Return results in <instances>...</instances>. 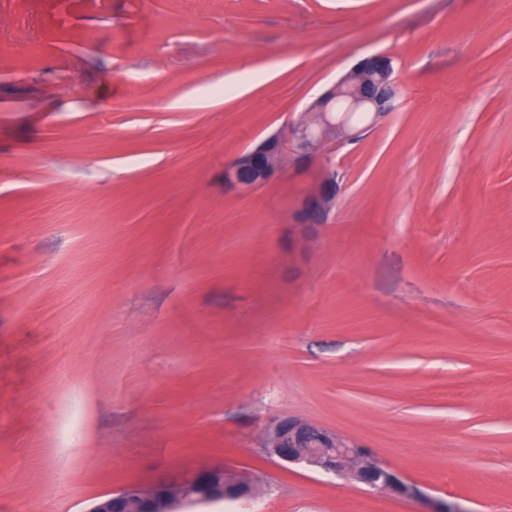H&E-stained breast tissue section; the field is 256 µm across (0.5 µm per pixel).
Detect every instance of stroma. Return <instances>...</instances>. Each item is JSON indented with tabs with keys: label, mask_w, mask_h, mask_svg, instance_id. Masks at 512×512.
<instances>
[{
	"label": "stroma",
	"mask_w": 512,
	"mask_h": 512,
	"mask_svg": "<svg viewBox=\"0 0 512 512\" xmlns=\"http://www.w3.org/2000/svg\"><path fill=\"white\" fill-rule=\"evenodd\" d=\"M373 53L396 107L298 241L224 164ZM274 417L419 496L278 465ZM214 466L235 512H512V0H0V512Z\"/></svg>",
	"instance_id": "stroma-1"
}]
</instances>
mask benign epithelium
I'll return each mask as SVG.
<instances>
[{"instance_id":"benign-epithelium-1","label":"benign epithelium","mask_w":512,"mask_h":512,"mask_svg":"<svg viewBox=\"0 0 512 512\" xmlns=\"http://www.w3.org/2000/svg\"><path fill=\"white\" fill-rule=\"evenodd\" d=\"M391 56L375 53L361 59L337 83L323 92L304 117L225 163L224 189H254L284 172L283 160L295 162V175L307 186L293 205L294 225L304 237L326 223L341 190L325 147L346 133L347 123L335 104L346 99L376 122L395 108L396 83ZM262 453L282 466L300 465L325 473L346 472L359 483L381 492L412 497L415 486L404 482L366 448L335 432L300 419H271L261 439ZM242 473L222 466L191 474L178 485H128L103 496L87 512H173L189 504H204L248 495Z\"/></svg>"}]
</instances>
